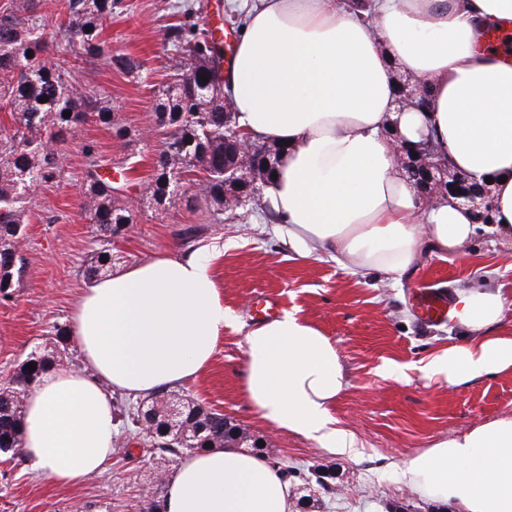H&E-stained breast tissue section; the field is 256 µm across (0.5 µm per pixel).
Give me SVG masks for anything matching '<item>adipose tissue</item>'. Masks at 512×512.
<instances>
[{"label":"adipose tissue","mask_w":512,"mask_h":512,"mask_svg":"<svg viewBox=\"0 0 512 512\" xmlns=\"http://www.w3.org/2000/svg\"><path fill=\"white\" fill-rule=\"evenodd\" d=\"M251 0L223 75L239 124L288 149L262 195L271 230L298 258L325 254L353 273L397 276L422 248L448 252L475 233L466 207H422L395 139L431 135L451 167L490 181L500 230L512 234V53L485 47L512 32V0ZM427 82L425 106L399 107L395 71ZM500 291L463 289L454 316L464 344L431 373L458 384L512 367V337L494 335ZM233 320L208 260L165 254L96 279L72 311L82 365H61L25 398L23 453L59 486L98 476L116 442L113 393L147 397L200 375ZM242 390L259 417L352 452L331 409L348 385L335 343L286 312L245 336ZM406 482L466 512H512V419L484 423L401 466ZM163 512H292L289 485L258 454L213 448L184 456L164 479Z\"/></svg>","instance_id":"obj_1"}]
</instances>
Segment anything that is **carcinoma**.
Masks as SVG:
<instances>
[{"instance_id": "cac0c4a2", "label": "carcinoma", "mask_w": 512, "mask_h": 512, "mask_svg": "<svg viewBox=\"0 0 512 512\" xmlns=\"http://www.w3.org/2000/svg\"><path fill=\"white\" fill-rule=\"evenodd\" d=\"M119 7L116 0H57L54 9H43L42 0H13L0 11V111L10 113L16 128L0 134V293H7L15 277L21 274L22 258L18 244L28 223L24 196L36 184L48 183L59 172V154L67 144L80 139L86 123L94 121L119 140L128 131L114 123V108L103 96L88 91L75 92V73L99 63L122 74L140 78L145 73L139 58L112 49L102 39V22ZM59 34L54 53L47 51L43 39L46 28ZM162 45L172 48V81L159 96L155 124L170 128L162 148L153 157V172L146 187V202L155 207H175L182 196L175 190L181 174H186L183 192L195 189L210 205L209 223H224V136L240 129L235 111L224 115V88L213 85L210 62L211 40L205 29L187 21L165 28ZM195 66L184 68L186 58ZM46 101H41V98ZM71 116L63 117V112ZM267 150L253 158L257 188L270 184L286 147L265 141ZM84 168L80 210L93 224L99 248L84 266L89 280L101 278L112 270L113 238L125 233L133 219L132 208L119 202L112 181L102 177L103 165L96 147L83 145ZM36 365L33 371L28 364ZM54 369L52 357L33 351L23 361L19 373L0 388V452L22 447L23 411L15 398L25 396L30 384ZM186 421L201 425L204 432L191 448L199 451L205 444L224 439V413L192 404L185 410ZM156 449L166 457H177L184 448L154 423Z\"/></svg>"}]
</instances>
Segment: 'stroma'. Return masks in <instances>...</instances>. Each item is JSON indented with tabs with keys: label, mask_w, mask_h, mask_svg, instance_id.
Returning a JSON list of instances; mask_svg holds the SVG:
<instances>
[{
	"label": "stroma",
	"mask_w": 512,
	"mask_h": 512,
	"mask_svg": "<svg viewBox=\"0 0 512 512\" xmlns=\"http://www.w3.org/2000/svg\"><path fill=\"white\" fill-rule=\"evenodd\" d=\"M185 1L195 19L220 28L228 40L236 39L221 0H122L105 22L103 36L113 48L146 60L149 80L105 66L77 76L86 90L108 96L118 122L129 129L151 123L157 90L169 78L161 31L181 20L179 6ZM161 141L157 134L128 145L88 123L80 141L60 158L62 179L40 185L28 196L22 276L7 296H0V385L38 345L65 364L80 363L75 347L56 348L52 326L68 322L87 284L84 266L96 249L92 226L78 210L83 144L93 143L108 165L135 157L122 196L133 205L145 192L151 155ZM206 216V202L192 194L169 211L142 212L120 242L121 259L115 264L120 270L164 253L221 248L210 265L224 307L236 321L225 328L207 369L177 386L176 394L223 411L261 438L268 463L287 473L296 512H459L449 501L410 488L400 464L481 423L512 419V368L457 385L430 375L429 363L441 350L462 344L464 329L450 317L422 319L413 297L418 289L429 288L453 302L464 288L502 289L507 301L494 333L512 336V237L480 227L459 251H424L400 278L388 279L372 272L349 273L324 254L288 258L269 222L250 208L242 209L240 219L221 224L206 223ZM191 225L197 234L182 238L181 229ZM265 298L335 342L349 385L332 414L337 428L354 435L356 455L329 453L313 439L263 422L245 398V334L259 324L256 308ZM118 442L120 452L99 476L71 488L37 475L23 456L0 454V512H130L133 505L163 500L165 486L154 474L159 452L149 437L122 420Z\"/></svg>",
	"instance_id": "35a3bbf8"
}]
</instances>
